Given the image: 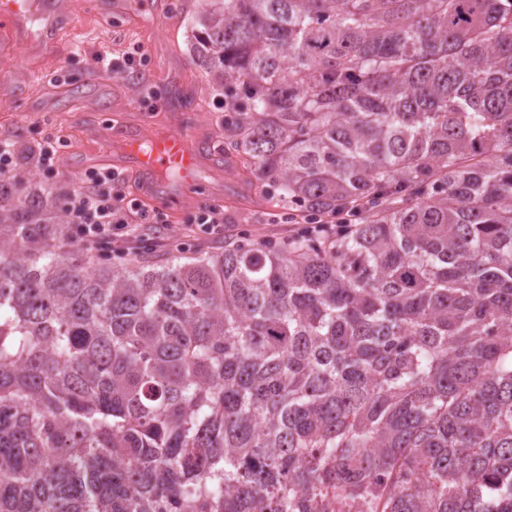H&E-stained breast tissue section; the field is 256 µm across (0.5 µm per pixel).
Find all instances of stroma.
Masks as SVG:
<instances>
[{"label":"stroma","instance_id":"stroma-1","mask_svg":"<svg viewBox=\"0 0 512 512\" xmlns=\"http://www.w3.org/2000/svg\"><path fill=\"white\" fill-rule=\"evenodd\" d=\"M57 0V29L49 44L18 43L0 52V141L15 149L57 140V175L47 183L59 196L87 185L90 172L108 171L104 132L131 125L138 132L182 129L208 154L211 175L177 204L140 196L128 177L130 198L164 213L167 224H149L132 214L130 259H165L177 247L199 256L243 233L284 241L305 228L284 219L282 202L266 194L235 157L224 152V90L194 64L187 15L194 0ZM132 68H125L126 58ZM120 62V70L109 61ZM224 210V235L209 236L195 218L202 207Z\"/></svg>","mask_w":512,"mask_h":512}]
</instances>
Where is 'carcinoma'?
Listing matches in <instances>:
<instances>
[{
	"mask_svg": "<svg viewBox=\"0 0 512 512\" xmlns=\"http://www.w3.org/2000/svg\"><path fill=\"white\" fill-rule=\"evenodd\" d=\"M224 145L329 236L78 258L0 175V512H512V0H198Z\"/></svg>",
	"mask_w": 512,
	"mask_h": 512,
	"instance_id": "cac0c4a2",
	"label": "carcinoma"
}]
</instances>
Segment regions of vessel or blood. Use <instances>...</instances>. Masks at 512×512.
I'll return each instance as SVG.
<instances>
[{"label": "vessel or blood", "instance_id": "1", "mask_svg": "<svg viewBox=\"0 0 512 512\" xmlns=\"http://www.w3.org/2000/svg\"><path fill=\"white\" fill-rule=\"evenodd\" d=\"M30 11V0H0V30L24 33ZM114 138L115 165L132 170L145 191L155 198H176L181 188L197 182L202 157L190 134L167 130L145 139L140 134L118 130Z\"/></svg>", "mask_w": 512, "mask_h": 512}]
</instances>
